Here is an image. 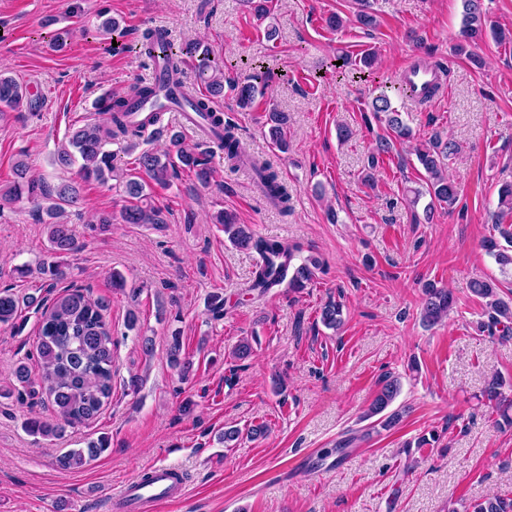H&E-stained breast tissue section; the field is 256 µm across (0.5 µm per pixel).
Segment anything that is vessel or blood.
Returning a JSON list of instances; mask_svg holds the SVG:
<instances>
[{
  "instance_id": "b4317fda",
  "label": "vessel or blood",
  "mask_w": 512,
  "mask_h": 512,
  "mask_svg": "<svg viewBox=\"0 0 512 512\" xmlns=\"http://www.w3.org/2000/svg\"><path fill=\"white\" fill-rule=\"evenodd\" d=\"M441 78L432 69L412 66L404 73L399 86L404 98L421 100ZM177 112L199 131H206V122L186 106L180 94H173L171 100L150 99L139 103L133 110L134 116L156 111ZM183 486L180 471L174 466L156 464L148 468L146 477H135L126 481L113 492L109 500L111 512H156L160 505L178 498Z\"/></svg>"
}]
</instances>
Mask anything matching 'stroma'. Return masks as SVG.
Instances as JSON below:
<instances>
[{"label":"stroma","instance_id":"stroma-1","mask_svg":"<svg viewBox=\"0 0 512 512\" xmlns=\"http://www.w3.org/2000/svg\"><path fill=\"white\" fill-rule=\"evenodd\" d=\"M263 2L261 15L251 0H0V71L43 92L33 107L0 116V186L13 181L21 155L50 183L77 179V166L53 164L55 151L72 129L104 121L99 98L144 81L151 62L131 46L162 28L175 43L198 40L223 59L228 85L271 71L252 107L240 108L230 88L213 105L236 125L243 152L271 165L292 194L289 212H280L247 168L230 166L172 112L164 124L207 155L214 177L203 185L183 170L170 187H152L167 224L123 223L116 181L83 183L66 208L79 248L65 261L71 282L109 302L112 397L95 420L60 437L29 434L27 419L58 420L48 399L13 392L19 363L41 379L40 315L30 308L23 324L0 325V512H106L113 490L155 463L179 466L186 478L160 512H468L473 502L512 497V429L497 426L483 395L492 376L512 384V336L483 331L489 310L469 287L495 277L501 297L512 298V272L501 273L484 248L496 233L498 188L512 181V0H483L489 24L507 38L486 37L469 55L457 50L462 0H370V28L356 20L358 0ZM334 13L341 28L326 23ZM109 18L127 29L125 48L99 35ZM61 29L71 36L52 47ZM367 52L377 56L370 75L336 70L339 59ZM414 54L446 70L448 93L415 109L393 99L412 131L408 142L368 114L375 88L393 84ZM272 109L288 117L287 149L268 134ZM341 125L349 140H339ZM381 137L390 150L379 156ZM436 137L457 146L446 165L459 189L451 207L431 206L413 153ZM220 210L256 235L297 245V259L320 257L324 272L299 292H250L258 255L229 242L213 222ZM103 212L112 222L102 231L94 222ZM44 217L27 199L0 200V289L49 295L37 270L48 256ZM116 270L125 291L111 286ZM429 281L456 298L432 327L420 316ZM215 294L224 299L218 319ZM332 300L343 305L337 330L320 320ZM131 310L139 317L132 330ZM175 333L194 364L186 379L168 360ZM249 337L251 357L233 358ZM134 374L135 390L127 385ZM387 374L401 379L394 406L402 418L385 430L363 413ZM258 425L265 435L250 439ZM232 427L238 440L223 442ZM424 434L436 444L415 447ZM103 437L106 450L86 465L59 466Z\"/></svg>","mask_w":512,"mask_h":512}]
</instances>
